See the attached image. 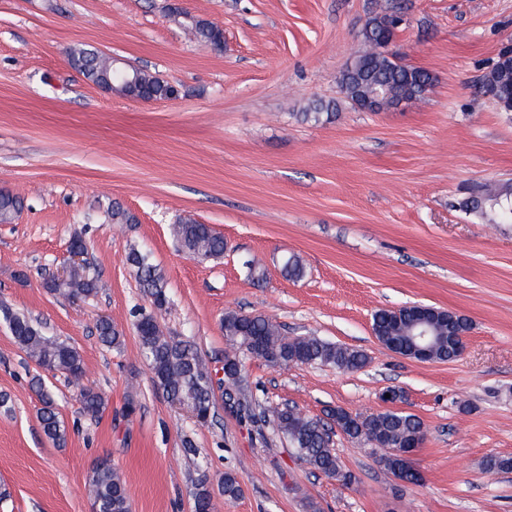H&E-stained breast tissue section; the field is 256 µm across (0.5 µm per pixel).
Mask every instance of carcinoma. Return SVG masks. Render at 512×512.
Wrapping results in <instances>:
<instances>
[{
	"label": "carcinoma",
	"mask_w": 512,
	"mask_h": 512,
	"mask_svg": "<svg viewBox=\"0 0 512 512\" xmlns=\"http://www.w3.org/2000/svg\"><path fill=\"white\" fill-rule=\"evenodd\" d=\"M396 18L383 14L369 20L362 36L370 48L359 56L350 67L355 73H364L365 81L352 77L342 87L343 98L364 110L367 102L379 97L385 105L391 106L404 100H420L431 90L434 77L425 69L406 68L387 60L377 49L380 41L392 34L391 25ZM195 33L201 39L220 48L224 44V33L218 27L197 22ZM70 65L95 85L112 84V91L129 97L136 90L125 76L112 71L109 59L100 52L80 50L69 58ZM138 83L150 86L157 94H168L171 84L156 76L134 68ZM338 109L334 100H312L300 113L306 122L320 123L332 119ZM478 195L498 206V221L512 224V190L495 184L479 187ZM21 200L9 193L0 192V221L8 222L21 212ZM170 233L181 252L198 261H208L224 256V236L209 224H202L187 217L170 225ZM128 261L134 268L140 285L150 297L151 308L141 309L136 315L135 330L141 352L148 362L156 385L175 404L192 408L202 418L214 407L213 370L205 363L194 345L175 341L161 329L158 315L169 304L166 277L161 268L147 252L133 250ZM282 272L290 279H299L304 267L296 255L287 257ZM51 292L66 297H88L97 292L96 279L86 273V267L72 269L69 278L63 282L54 279L46 283ZM14 343L38 366L48 371H58L78 381L84 375V363L79 351L68 341L48 336L41 325L24 313L4 312ZM418 317L413 307L379 309L372 317V328L376 336L400 352L411 348L412 324ZM436 331L432 355L439 360H451L455 354L454 345L448 343V333H462L469 329L464 317L438 316L434 321ZM224 337L230 349L224 352V388L235 395L237 414L256 425L258 435H263L262 425L271 427L273 433L285 439L294 449L297 457L314 470L351 486L355 475L343 469L339 457L331 447V434L338 429L353 441H372L383 450L380 462L390 473H396L401 461L399 453L413 440L423 442L425 432L422 422L413 414L385 411L367 415L356 414L338 408L332 411L333 424L304 415L284 406L270 412H254L255 402L248 386L243 384L242 357L247 356L264 361L270 366L321 364L331 365L345 372L363 368L367 361L364 352L337 345L316 337H290L280 324L260 315H244L235 311L224 313L222 319ZM99 340L106 346L121 344L123 336L116 326L107 319L96 323ZM41 398L40 420L46 437L57 444L67 440L66 428L56 412L53 394L35 381ZM84 414L96 417L105 408L102 394L91 386L80 387L77 394ZM489 472L512 471V458L489 456L484 463ZM90 492L95 512H131L126 485L120 473L110 462H98L93 468Z\"/></svg>",
	"instance_id": "carcinoma-1"
}]
</instances>
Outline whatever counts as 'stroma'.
<instances>
[{"label":"stroma","mask_w":512,"mask_h":512,"mask_svg":"<svg viewBox=\"0 0 512 512\" xmlns=\"http://www.w3.org/2000/svg\"><path fill=\"white\" fill-rule=\"evenodd\" d=\"M167 3L0 0V190L24 204L0 223V306L67 340L85 366L78 383L42 369L0 317V512H92L89 479L103 457L131 512H194L201 482L210 512H512V471L482 466L512 457V224L472 204L476 185L512 188V112L482 84L512 44V0H183L223 30L220 49ZM384 13L401 19L402 62L435 82L420 101L366 112L344 102L339 76L367 51V21ZM79 49L160 75L180 95L145 104L101 89L70 66ZM314 99L338 101L335 119L301 121ZM115 202L136 223H113ZM186 216L223 235V257L178 251L169 227ZM77 234L98 292L73 300L45 281ZM134 248L165 273L164 333L211 369L223 365L229 310L364 351L356 372L247 357L242 374L264 407L416 415L421 482L396 479L379 449L338 432L335 451L356 477L345 487L224 406L202 426L172 404L135 331L150 302L127 261ZM291 254L301 279L281 271ZM249 259L263 264V283L247 279ZM412 303L469 320L463 357L419 362L376 341L373 313ZM102 316L122 330L120 346L99 341ZM37 378L54 395L65 445L42 431ZM80 384L104 395L98 418L81 413ZM390 388L400 397L389 403ZM228 472L239 497L221 492Z\"/></svg>","instance_id":"1"}]
</instances>
